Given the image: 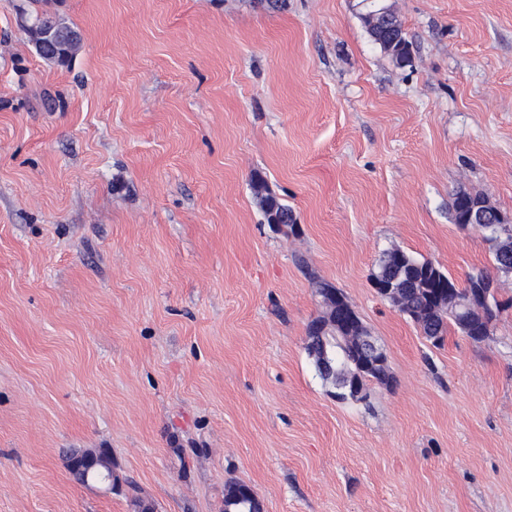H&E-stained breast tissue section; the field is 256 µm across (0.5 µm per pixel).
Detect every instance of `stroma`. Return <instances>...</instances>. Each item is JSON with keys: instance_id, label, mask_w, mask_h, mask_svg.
<instances>
[{"instance_id": "1", "label": "stroma", "mask_w": 512, "mask_h": 512, "mask_svg": "<svg viewBox=\"0 0 512 512\" xmlns=\"http://www.w3.org/2000/svg\"><path fill=\"white\" fill-rule=\"evenodd\" d=\"M379 2L410 65L370 0H0V512H512V309L436 348L372 286L394 249L492 268L448 208L512 215V0ZM324 283L388 358L361 403L308 351ZM363 21L374 41L396 64L403 65L411 61L410 44L401 21L392 11L388 19L377 29H369L364 17ZM54 17L56 16L50 14H37L35 16L36 19H39L37 24L52 22L56 29H59L64 33H70L73 37H67L63 40L53 39L41 44L34 39L33 40L40 55L46 59L56 61L57 63L65 64L73 58L74 54L79 49L80 35L74 27L68 25L62 19ZM253 190L267 224L291 228L294 226L295 219L291 208L270 193L263 180L257 179L253 184ZM65 462L69 472L85 485H112V457L104 448L69 453Z\"/></svg>"}]
</instances>
